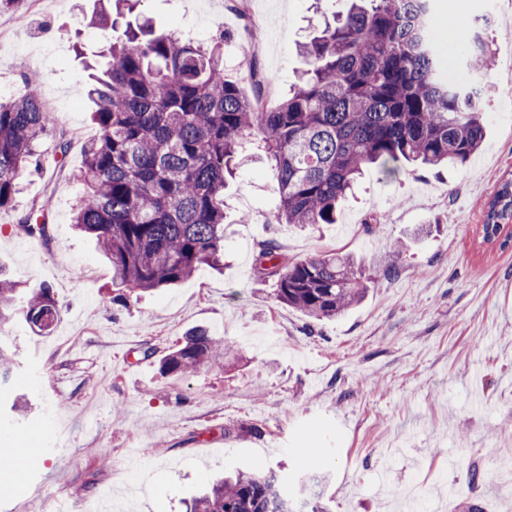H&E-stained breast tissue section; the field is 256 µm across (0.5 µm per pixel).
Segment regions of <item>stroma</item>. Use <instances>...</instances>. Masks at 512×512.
Here are the masks:
<instances>
[{"label":"stroma","instance_id":"stroma-1","mask_svg":"<svg viewBox=\"0 0 512 512\" xmlns=\"http://www.w3.org/2000/svg\"><path fill=\"white\" fill-rule=\"evenodd\" d=\"M437 0L436 23L453 43L489 40L482 80L486 136L465 166L435 172L372 169L334 224H276L271 170L243 165L224 187V270L208 267L173 288L114 303L95 242L71 223L83 186L82 148L95 133L89 66L127 25L205 42L224 36V74L251 95L244 51L286 98L306 62L297 45L345 0H252L246 28L227 0H141L108 35L91 21L99 0H20L0 13L17 49L0 59V98L47 91L68 114V153L45 137L14 207L0 212V269L25 287L49 286L53 329L18 322L9 334L18 368L0 395V448L24 451L21 477H0V512H48L53 497L111 498L125 512H186L213 479L240 468L276 471L298 491L302 465L328 469L332 512H395L392 488L416 485L443 512L469 498L512 512V246L481 241L482 202L512 175V0ZM47 204V238L25 237L18 217ZM288 259L336 249L365 271L402 244L399 270L376 277L343 317L310 323L279 303L255 272L257 246ZM206 328L239 351L225 367L187 377L161 359L186 333ZM263 436H254L252 427ZM142 452L137 468L127 449ZM480 472L470 481L467 465Z\"/></svg>","mask_w":512,"mask_h":512}]
</instances>
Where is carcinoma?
<instances>
[{"label": "carcinoma", "mask_w": 512, "mask_h": 512, "mask_svg": "<svg viewBox=\"0 0 512 512\" xmlns=\"http://www.w3.org/2000/svg\"><path fill=\"white\" fill-rule=\"evenodd\" d=\"M224 34L194 45L172 34L142 40L132 33L109 45L94 76L97 138L84 151V185L73 223L91 234L120 290L175 286L203 265H224V185L235 161L260 151L275 171L276 224H334L364 169L391 173L406 164L462 166L485 136L484 88L470 82L491 55L480 34L464 52L470 75L447 61L433 22V0H358L301 46L308 69L293 91L268 109L224 75ZM52 130L50 113L32 92L0 101V210L13 206L21 179ZM482 240L507 246L512 235V179L482 205ZM27 234L47 236L29 212ZM401 246L375 260L397 273ZM259 276L276 298L313 322L359 305L372 278L352 256L327 252L290 262L272 241L259 244ZM53 290L22 288L0 271V328L19 320L42 329L56 316ZM235 352L207 330L186 335L166 354L162 371L182 376L222 366ZM14 361L0 337V383ZM309 512H327L322 482L307 474ZM275 475L240 470L194 499L190 512H296Z\"/></svg>", "instance_id": "1"}]
</instances>
